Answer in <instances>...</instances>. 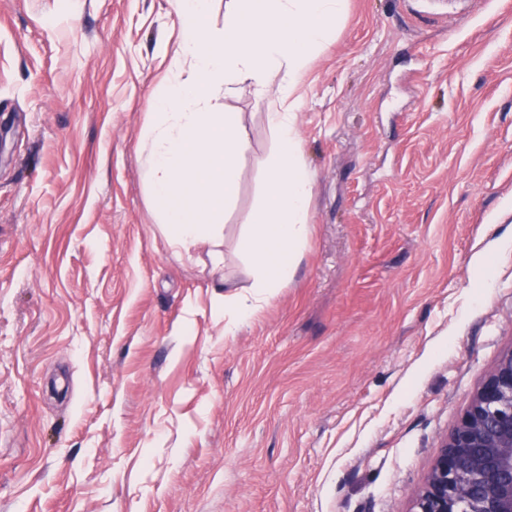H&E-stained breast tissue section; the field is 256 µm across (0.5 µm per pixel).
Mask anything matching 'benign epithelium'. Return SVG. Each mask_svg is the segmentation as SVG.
I'll return each mask as SVG.
<instances>
[{"instance_id":"1","label":"benign epithelium","mask_w":512,"mask_h":512,"mask_svg":"<svg viewBox=\"0 0 512 512\" xmlns=\"http://www.w3.org/2000/svg\"><path fill=\"white\" fill-rule=\"evenodd\" d=\"M412 512H512V350L444 444Z\"/></svg>"}]
</instances>
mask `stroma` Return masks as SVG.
Listing matches in <instances>:
<instances>
[{
  "instance_id": "stroma-1",
  "label": "stroma",
  "mask_w": 512,
  "mask_h": 512,
  "mask_svg": "<svg viewBox=\"0 0 512 512\" xmlns=\"http://www.w3.org/2000/svg\"><path fill=\"white\" fill-rule=\"evenodd\" d=\"M172 0H0V512H411L512 350V0H346L296 113L293 277L234 334L159 227L141 138ZM249 145L224 272L273 142Z\"/></svg>"
}]
</instances>
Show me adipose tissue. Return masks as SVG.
Listing matches in <instances>:
<instances>
[{
  "label": "adipose tissue",
  "instance_id": "obj_1",
  "mask_svg": "<svg viewBox=\"0 0 512 512\" xmlns=\"http://www.w3.org/2000/svg\"><path fill=\"white\" fill-rule=\"evenodd\" d=\"M209 6L210 0H174L182 38L143 139L150 198L169 246L187 252L210 244L211 264L220 267L224 218L237 195L248 133L219 98L238 79L251 81L261 99L270 82L278 84L265 114L274 149L263 162L264 199L240 241L252 282L229 304L230 334L288 283L307 239L313 180L301 161L297 89L332 41L345 0H226L220 28L211 26Z\"/></svg>",
  "mask_w": 512,
  "mask_h": 512
}]
</instances>
